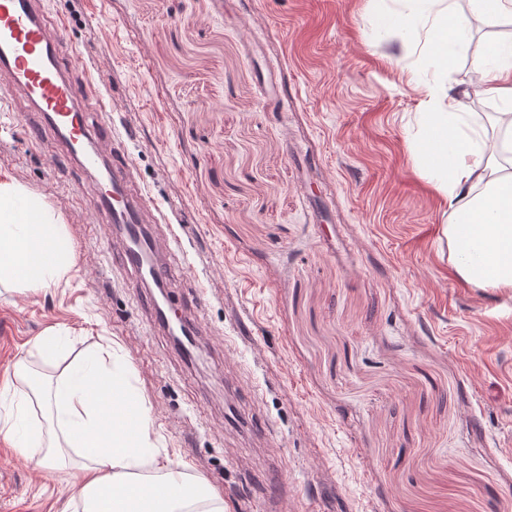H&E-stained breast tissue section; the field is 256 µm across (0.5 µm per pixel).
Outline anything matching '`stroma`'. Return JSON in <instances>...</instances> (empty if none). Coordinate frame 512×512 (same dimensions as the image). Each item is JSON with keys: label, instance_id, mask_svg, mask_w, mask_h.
Listing matches in <instances>:
<instances>
[{"label": "stroma", "instance_id": "1", "mask_svg": "<svg viewBox=\"0 0 512 512\" xmlns=\"http://www.w3.org/2000/svg\"><path fill=\"white\" fill-rule=\"evenodd\" d=\"M130 135L139 182L181 238L170 305L203 332L193 362L112 264L80 179L56 177L21 112H0V177L60 216L75 266L0 294V383L46 432L17 363L56 383L115 357L161 460L224 512H512V289L454 273V216L429 181L418 80L471 86V56L429 62L402 0H45ZM70 334L53 360L34 345ZM82 457L40 472L0 441V512H83Z\"/></svg>", "mask_w": 512, "mask_h": 512}]
</instances>
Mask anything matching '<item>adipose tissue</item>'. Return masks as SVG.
<instances>
[{"instance_id": "ef3b65f1", "label": "adipose tissue", "mask_w": 512, "mask_h": 512, "mask_svg": "<svg viewBox=\"0 0 512 512\" xmlns=\"http://www.w3.org/2000/svg\"><path fill=\"white\" fill-rule=\"evenodd\" d=\"M456 2L409 0L405 16L407 37H426L430 59L447 66L471 45ZM476 68L475 94L500 107L492 117L500 145L487 148L462 97L452 96L447 111L423 116L427 167L457 217L443 229L456 276L479 288H512V33L478 51ZM74 261L73 241L45 199L16 180L0 181V287H51ZM49 426L55 436L44 443L21 418L0 417V440L38 469L52 466L58 442L80 449L89 461L78 491L84 512H224L207 481L158 465L148 411L119 362L73 364L49 398ZM44 444L49 453L36 455ZM156 465L160 476L139 472Z\"/></svg>"}]
</instances>
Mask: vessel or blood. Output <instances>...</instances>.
I'll list each match as a JSON object with an SVG mask.
<instances>
[{"instance_id":"b4317fda","label":"vessel or blood","mask_w":512,"mask_h":512,"mask_svg":"<svg viewBox=\"0 0 512 512\" xmlns=\"http://www.w3.org/2000/svg\"><path fill=\"white\" fill-rule=\"evenodd\" d=\"M26 113L55 173L79 175L93 211L110 224L118 247L113 264L145 291L151 320L164 326L149 285L170 287L176 272L153 225L163 213L138 182L105 97L70 49L67 25L51 19L41 0H0V112Z\"/></svg>"}]
</instances>
